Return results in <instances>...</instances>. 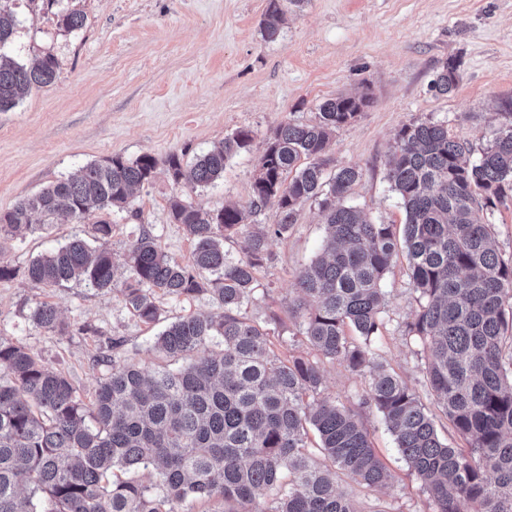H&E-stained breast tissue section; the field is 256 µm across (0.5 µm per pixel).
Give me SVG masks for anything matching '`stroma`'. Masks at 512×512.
Returning <instances> with one entry per match:
<instances>
[{
	"label": "stroma",
	"mask_w": 512,
	"mask_h": 512,
	"mask_svg": "<svg viewBox=\"0 0 512 512\" xmlns=\"http://www.w3.org/2000/svg\"><path fill=\"white\" fill-rule=\"evenodd\" d=\"M268 5L269 0H61V8L85 17L81 30L67 32L41 0H18L13 56L27 62L51 54L58 68L53 83L0 111V212L87 163L150 154L158 161L153 177L127 209L113 212L109 247L124 256L144 228L165 254L185 263L193 244L169 218L174 195L205 210L228 202L249 206L258 159L280 124L315 121L325 100L366 95L369 104L336 129L328 154L334 167L362 171L346 204L373 223L399 227L405 212L387 170L402 125L445 124L450 135L478 152L497 129L512 124V0H304L289 6L273 42L261 36ZM451 61L458 65L457 86L437 94L431 82ZM239 130L250 132L251 144L229 160L222 178L197 189L173 182L165 165L170 153L190 162ZM75 235L92 238V225L61 216L49 229L0 244V256L17 270L15 278L0 280V336L26 345L87 399L106 372L96 363L101 351L110 348L118 358L153 368L160 328L142 323L119 292L76 283L29 284L23 272L31 259ZM324 237L317 202L304 203L288 232L270 240L269 257L242 308L268 328L270 347L279 356L318 357L300 332L299 318L289 316L288 300ZM407 266L406 256L398 255L382 282L385 327L372 348L378 362L419 392L425 358L422 340L406 330L418 306ZM155 298L170 321L221 311L207 294L176 298L159 292ZM42 302L56 307L64 332H47L30 321L31 310ZM323 368L324 395L361 409L391 474L380 490L341 478L358 512H434L382 414L360 406L369 375L337 361Z\"/></svg>",
	"instance_id": "obj_1"
}]
</instances>
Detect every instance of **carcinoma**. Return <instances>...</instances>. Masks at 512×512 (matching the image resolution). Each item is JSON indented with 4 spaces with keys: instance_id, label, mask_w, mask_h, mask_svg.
I'll list each match as a JSON object with an SVG mask.
<instances>
[{
    "instance_id": "carcinoma-1",
    "label": "carcinoma",
    "mask_w": 512,
    "mask_h": 512,
    "mask_svg": "<svg viewBox=\"0 0 512 512\" xmlns=\"http://www.w3.org/2000/svg\"><path fill=\"white\" fill-rule=\"evenodd\" d=\"M14 2L0 0V111L57 73L50 54L25 64L6 52L17 33ZM282 21L271 0L263 39L276 40ZM58 26L80 30L84 15L62 12ZM456 84L449 63L431 88L445 95ZM367 103L365 96L328 99L315 121L277 127L259 158L247 209L205 211L174 196L170 219L194 242L186 264L166 255L144 228L116 258L108 248L112 224L104 219L95 222L93 241L74 237L29 262L25 277L33 286L117 289L144 323L161 321L155 288L175 297L208 293L224 314L166 324L154 342L167 361L160 368L102 356L107 373L87 402L66 375L0 336V512H189L196 500L219 504L220 512H358L337 487L338 474L370 489L387 484L360 414L322 395L320 362L276 356L266 329L241 315L269 238L288 232L309 200L319 204L327 237L288 303L302 319V335L321 358L370 375L361 406L382 413L435 512H512V258L499 252L484 219L512 192V125L477 159L443 124L403 125L387 172L406 213L398 235L393 225L344 205L361 177L357 167L324 180L330 136ZM250 141V132L239 130L188 168L177 153L165 163L175 184L206 187ZM156 165L149 154L83 165L0 212V236L32 232L60 213L82 224L123 209ZM271 202L277 222L257 225L246 257L230 258L224 240ZM401 249L419 299L407 329L424 342V387L464 448L439 436L420 395L377 363L371 349L384 328L381 283ZM29 319L48 332L64 330L45 302ZM310 429L320 461L306 443ZM149 468L159 475L156 485L125 477ZM260 496L271 497L272 506L256 507Z\"/></svg>"
}]
</instances>
